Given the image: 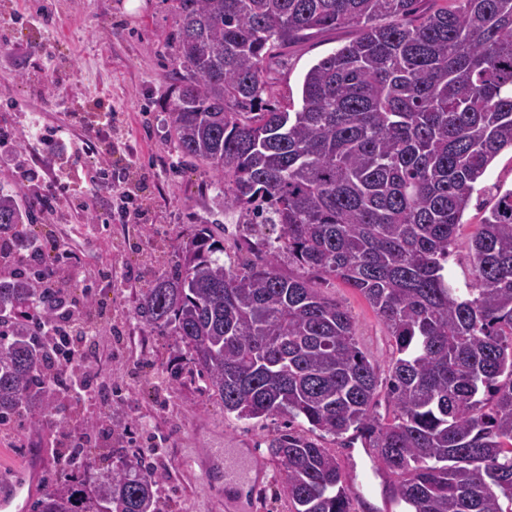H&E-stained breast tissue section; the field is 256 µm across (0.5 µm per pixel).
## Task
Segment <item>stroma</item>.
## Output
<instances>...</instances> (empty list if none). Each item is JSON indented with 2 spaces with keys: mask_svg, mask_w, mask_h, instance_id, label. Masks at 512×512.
Segmentation results:
<instances>
[{
  "mask_svg": "<svg viewBox=\"0 0 512 512\" xmlns=\"http://www.w3.org/2000/svg\"><path fill=\"white\" fill-rule=\"evenodd\" d=\"M177 19L168 0H0V126L14 137L0 146V190L17 193L39 232L74 253L77 278L95 279L110 317L101 327V378L112 387V401L98 394L71 405L72 422L94 421L122 427L112 438L116 448L145 457L163 473L159 512H233L211 508L198 472L183 466L184 457L210 448H244L265 463L253 512H290L277 467L270 463L266 441L292 430L307 434L304 421L272 416L238 420L225 415L203 382L174 384L165 362L171 337L145 331L134 317L140 288L173 257L194 225H211L224 242L225 263L257 260L250 243L257 236L238 212L224 208L220 186L205 165L183 157L167 137L166 106L174 85L170 41ZM356 35L341 26L306 38L266 63L273 100L298 101L304 73L319 59ZM117 114L114 134L129 153L130 164L112 168L111 189L91 194L89 179L99 167L89 128L74 125L75 112ZM57 169L68 179L81 205L60 202L55 213L41 212L36 186L23 170ZM145 204L140 222L121 219L125 195ZM490 197L473 200L463 216L448 257V273L457 284L469 279L471 237ZM116 272L113 284L100 273ZM356 321V341L365 358L387 377L392 341L386 326L354 289L336 281L323 288ZM322 447L335 455L343 473L365 466L372 479L368 507L380 512V481L360 440L324 435ZM58 447V428L17 419L0 429V475L22 474L32 451H40L41 485L57 474L50 468Z\"/></svg>",
  "mask_w": 512,
  "mask_h": 512,
  "instance_id": "35a3bbf8",
  "label": "stroma"
}]
</instances>
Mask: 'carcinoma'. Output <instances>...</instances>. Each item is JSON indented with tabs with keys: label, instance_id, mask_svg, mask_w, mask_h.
<instances>
[{
	"label": "carcinoma",
	"instance_id": "1",
	"mask_svg": "<svg viewBox=\"0 0 512 512\" xmlns=\"http://www.w3.org/2000/svg\"><path fill=\"white\" fill-rule=\"evenodd\" d=\"M169 0L177 17L169 134L217 177L224 208L279 229L260 262L221 260L207 224L139 290L143 328L172 338L166 372L205 381L239 420L301 419L361 439L404 512H512V189L484 185L512 150V0ZM352 26L271 101L266 59L305 32ZM494 204L471 240L472 279L448 255L473 194ZM29 218L0 190V239ZM288 259V272L281 262ZM21 268L0 278V425L57 424L48 354L28 321L57 304ZM358 291L395 350L385 383L352 316L320 285ZM392 407L380 419V394ZM291 512H351L336 457L290 430L267 440ZM78 466L31 512H158L163 475L75 449Z\"/></svg>",
	"mask_w": 512,
	"mask_h": 512
}]
</instances>
